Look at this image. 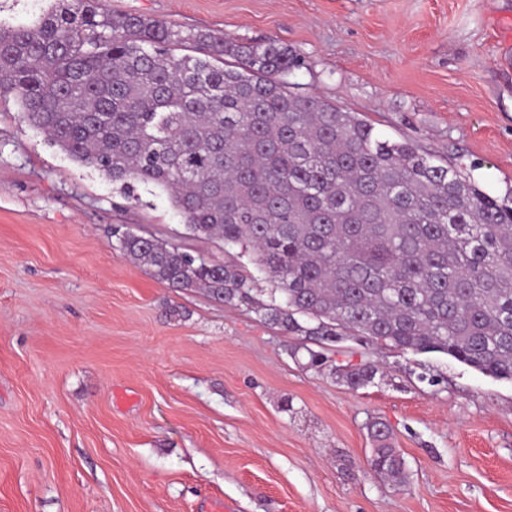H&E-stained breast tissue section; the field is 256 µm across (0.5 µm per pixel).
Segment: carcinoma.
Returning a JSON list of instances; mask_svg holds the SVG:
<instances>
[{"label":"carcinoma","mask_w":512,"mask_h":512,"mask_svg":"<svg viewBox=\"0 0 512 512\" xmlns=\"http://www.w3.org/2000/svg\"><path fill=\"white\" fill-rule=\"evenodd\" d=\"M301 66L273 41L114 14L103 0H56L30 26L0 25V95L18 98L25 122L125 194L164 190L193 237L252 268L118 232L128 260L321 348L353 336L512 381V198L300 91L289 77ZM378 372L339 369L356 390ZM368 432L371 470L407 486L390 426Z\"/></svg>","instance_id":"carcinoma-1"}]
</instances>
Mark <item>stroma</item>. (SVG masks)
I'll list each match as a JSON object with an SVG mask.
<instances>
[{
	"instance_id": "obj_1",
	"label": "stroma",
	"mask_w": 512,
	"mask_h": 512,
	"mask_svg": "<svg viewBox=\"0 0 512 512\" xmlns=\"http://www.w3.org/2000/svg\"><path fill=\"white\" fill-rule=\"evenodd\" d=\"M230 40L276 39L292 80L377 135L512 192V0H107ZM128 198L0 96V512H512V382L442 354L337 343L385 373L354 390L298 337L126 260L124 226L207 260L166 193ZM394 430L409 483L371 474Z\"/></svg>"
}]
</instances>
